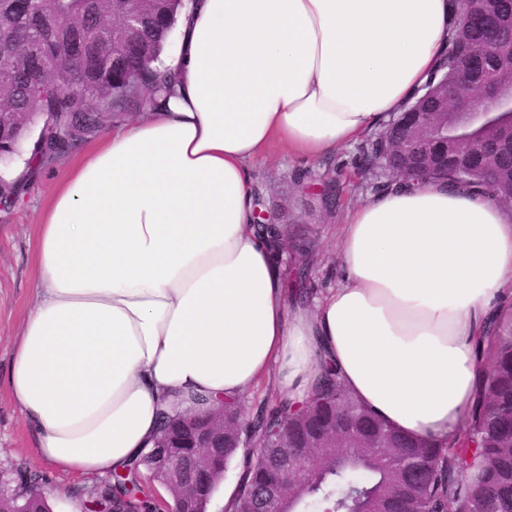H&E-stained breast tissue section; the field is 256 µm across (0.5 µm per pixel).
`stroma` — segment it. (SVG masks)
<instances>
[{
    "label": "stroma",
    "mask_w": 512,
    "mask_h": 512,
    "mask_svg": "<svg viewBox=\"0 0 512 512\" xmlns=\"http://www.w3.org/2000/svg\"><path fill=\"white\" fill-rule=\"evenodd\" d=\"M95 144V139H87L46 161L30 177L19 201L11 208H0V472L9 476L25 466L37 473L52 512H72L74 503L84 500L96 480L58 471L39 458L3 379L11 363V338L17 335L35 295L32 261L42 207L79 150ZM371 144V139H363L318 162L288 156L274 145L253 166L261 210L303 243L314 291L337 286V260L331 251L334 230L349 207L374 194L373 176L364 162Z\"/></svg>",
    "instance_id": "1"
}]
</instances>
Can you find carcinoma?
<instances>
[{"label": "carcinoma", "instance_id": "1", "mask_svg": "<svg viewBox=\"0 0 512 512\" xmlns=\"http://www.w3.org/2000/svg\"><path fill=\"white\" fill-rule=\"evenodd\" d=\"M461 17L474 9L505 10L500 0H456ZM189 0H0V141L17 151L32 126L24 114L37 113L40 131L26 165L62 154L94 136L100 112L136 111L147 99L166 91L168 80L157 67L178 15ZM130 14L139 17L135 33L116 44ZM481 48L480 30L461 27L448 42L442 72ZM54 61L50 89H35L42 58ZM512 143L500 142L499 152L472 159L473 175L463 183L453 171L433 172L448 185L474 188L502 204L512 195ZM23 192L21 179L0 178V204L9 207ZM294 256L291 277L296 300H310L308 263ZM483 355L490 370L475 390L473 409L449 439L425 441L393 428L360 405L336 372L323 368L322 383L310 403L262 404L249 416L238 402H224V412L236 419L251 444L268 445L261 456L249 455L235 512H255L253 485L276 479L277 460L306 447L318 431L355 429L362 440L352 448H317L304 479L288 500L268 501L264 512H386L385 504L404 492L406 512H512V309L507 307L483 336ZM173 442L189 456L175 423H160L158 440ZM162 479L153 450L127 472L113 471L87 492V499L104 509L124 498L136 512H178L180 502L159 501L147 488L142 470ZM17 512H46L45 500L31 492L18 494Z\"/></svg>", "mask_w": 512, "mask_h": 512}]
</instances>
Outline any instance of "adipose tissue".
<instances>
[{"label": "adipose tissue", "mask_w": 512, "mask_h": 512, "mask_svg": "<svg viewBox=\"0 0 512 512\" xmlns=\"http://www.w3.org/2000/svg\"><path fill=\"white\" fill-rule=\"evenodd\" d=\"M455 0H192L173 93L74 166L41 213L12 401L39 457L104 477L151 448L161 408L257 387L303 403L332 366L414 437L453 435L512 294V210L402 183L339 226L340 280L285 294L254 226L272 143L319 160L402 111L459 26Z\"/></svg>", "instance_id": "1"}]
</instances>
